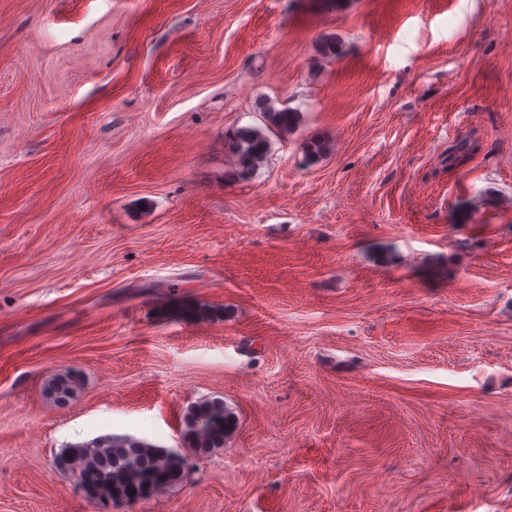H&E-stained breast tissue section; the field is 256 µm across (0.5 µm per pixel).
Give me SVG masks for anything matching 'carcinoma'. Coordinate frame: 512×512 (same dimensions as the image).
<instances>
[{"instance_id":"1","label":"carcinoma","mask_w":512,"mask_h":512,"mask_svg":"<svg viewBox=\"0 0 512 512\" xmlns=\"http://www.w3.org/2000/svg\"><path fill=\"white\" fill-rule=\"evenodd\" d=\"M256 109L264 119L263 126H240L227 135V148L240 180L250 179L265 159L271 137L288 134L299 117L290 109H277L268 102L258 104ZM79 386L78 378L60 376L49 383L47 393L55 401L64 402ZM235 424L234 413L223 401L204 398L184 411L182 439L194 453L206 454L224 447V440ZM54 466L73 475L79 483L92 485L89 498L107 506L135 503V497L130 495L133 487L148 485L155 496L181 485L190 462L178 450L160 448L130 435L108 434L61 449L54 458Z\"/></svg>"}]
</instances>
